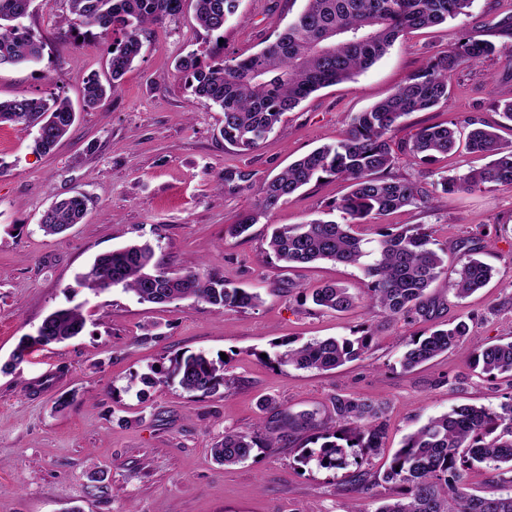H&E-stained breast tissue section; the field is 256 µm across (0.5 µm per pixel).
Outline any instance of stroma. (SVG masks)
Masks as SVG:
<instances>
[{"instance_id":"stroma-1","label":"stroma","mask_w":512,"mask_h":512,"mask_svg":"<svg viewBox=\"0 0 512 512\" xmlns=\"http://www.w3.org/2000/svg\"><path fill=\"white\" fill-rule=\"evenodd\" d=\"M303 0H241L223 37L207 33L192 8L151 27L143 49L117 92L93 110L82 107V80L105 74L112 39L72 38L66 0H32L24 26L46 44L35 64L0 69V99L65 97L75 124L53 152L31 149L35 129L0 126V512H343L352 504L374 512L387 484L352 493L353 469L300 466L301 438L279 448H256L242 464L217 465L211 448L225 432H250L265 399L293 413L327 418L337 393L387 403L382 454L370 458L385 470L404 437L463 404L497 407L512 393V379L474 370L466 351H451L413 371L399 359L425 323L388 322L366 304L345 313L318 310L300 291L335 281L364 293L359 268L320 261L283 267L267 254L274 228L322 218L339 220L333 205L349 190L328 178L302 188L262 217L247 233L227 227L254 209L264 180L313 149L342 138L353 113L393 93L456 43L461 32L493 42L497 57L453 75L448 98L430 111L405 117L395 133L405 140L420 127L476 116L501 124L493 102L512 90V0H473L467 16L414 30L353 80L314 93L256 149L239 151L220 134L224 114L198 99L177 58L194 53L246 57L287 24ZM459 148L432 163L399 155L394 175L432 187L438 173L455 175L486 165ZM248 181L225 182L227 171ZM87 198L82 223L48 236L43 212L72 193ZM423 226L438 246L477 238L481 258L494 269L491 282L456 298L447 278L430 293L444 308L439 320H466L479 343L512 339V189L491 187L437 195L432 207H407L359 227L368 241L385 227ZM150 242L172 272L195 267L215 273L260 297L248 309H215L191 299L142 303L122 288L93 294L78 283L98 255L132 242ZM78 305L86 326L72 339L34 348L13 372L9 361L21 336L34 333L53 310ZM371 324L369 352L333 371L301 370L277 363L283 342L301 344L352 336ZM226 355L228 385L219 394L190 398L177 383L144 385L141 379L176 354ZM464 378L455 388V378ZM69 399L58 409L59 399Z\"/></svg>"}]
</instances>
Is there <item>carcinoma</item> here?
I'll return each instance as SVG.
<instances>
[{
	"instance_id": "1",
	"label": "carcinoma",
	"mask_w": 512,
	"mask_h": 512,
	"mask_svg": "<svg viewBox=\"0 0 512 512\" xmlns=\"http://www.w3.org/2000/svg\"><path fill=\"white\" fill-rule=\"evenodd\" d=\"M74 29L99 30L113 35L108 78L97 74L83 79L82 101L87 108L100 106L115 93L122 78L141 54L142 32L183 12L186 0H67ZM195 20L209 33L224 34L237 15L240 0H192ZM473 0H305L304 8L277 31L275 39L242 59H214L203 63L191 53L177 60L175 69L191 77L193 93L224 112V141L248 151L257 147L280 122L313 93L353 79L382 58L397 39L417 29L431 28L466 14ZM31 0H0V67L35 63L45 49L42 38L21 25ZM495 45L465 32L461 41L435 55L421 71L410 75L392 94L364 112L351 116L341 140L319 147L294 161L279 175L263 183L256 210L240 217L230 230L246 232L251 225L299 189L326 176L350 184L349 193L336 202L342 222L311 220L274 228L268 242L277 260L303 265L317 260L359 267L368 280L366 301L383 318L394 321H429L440 304L429 288L447 275L441 250L432 248L431 235L420 226L402 227L381 234L376 245L365 248L355 230L406 206L432 205L434 196L419 183L389 175L396 161L393 135L401 119L434 108L448 97L452 75L465 65L490 58ZM76 112L66 98L0 100V125L35 127L33 152L50 153L70 131ZM468 148L491 158L483 168L455 176H440L436 188L444 195L469 193L486 186L512 188V143L503 144L484 121L466 122ZM459 124L423 127L400 146V151L421 162H432L452 152ZM86 197L77 192L53 202L44 211L40 228L48 235L66 231L81 222ZM492 268L468 249V258L456 272L451 288L457 297L472 295L490 280ZM82 285L95 294L114 287L133 293L139 301L166 303L192 298L217 309L251 308L259 296L189 267L170 274L155 258L147 242L130 244L101 254L81 275ZM320 309L343 313L358 297L338 283L309 292ZM82 308L56 310L42 321V332L20 338L9 362L15 368L36 346L73 338L85 328ZM371 326L352 337H330L290 347L277 356L280 365L329 371L354 361L370 348ZM469 325L460 320L444 328L427 330L412 339L399 361L410 371L454 348H463ZM472 365L490 377L512 378V341L474 344L468 348ZM226 362L203 353L176 354L169 364L146 376L143 382L175 381L191 397L218 394L227 380ZM330 429L316 413H284L267 402L269 417L254 433L227 432L210 449L211 459L224 467L247 460L254 448H276L284 437L316 431L319 449L304 450L303 463L325 468L359 467L356 490L378 481L392 491L374 512H512V395L497 408L461 405L431 417L404 437L388 468L377 475L349 460L348 449L360 448L371 456L382 448L387 431L386 403L374 398L336 394L330 399ZM479 467L492 475L496 490L477 494L465 480L467 471Z\"/></svg>"
}]
</instances>
